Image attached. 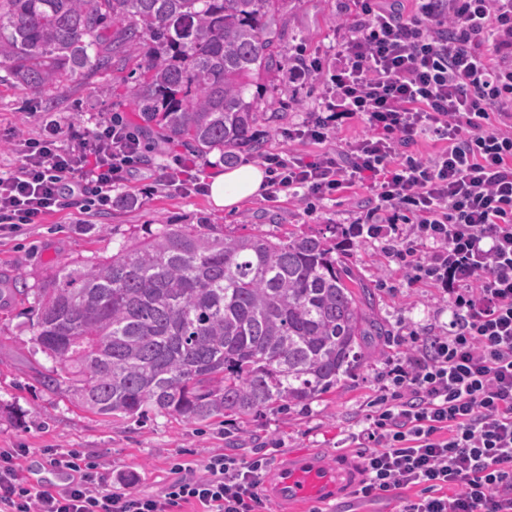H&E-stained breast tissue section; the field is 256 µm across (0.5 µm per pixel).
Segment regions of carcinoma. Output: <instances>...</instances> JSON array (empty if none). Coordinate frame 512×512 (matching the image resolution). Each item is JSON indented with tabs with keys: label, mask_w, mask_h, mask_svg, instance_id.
<instances>
[{
	"label": "carcinoma",
	"mask_w": 512,
	"mask_h": 512,
	"mask_svg": "<svg viewBox=\"0 0 512 512\" xmlns=\"http://www.w3.org/2000/svg\"><path fill=\"white\" fill-rule=\"evenodd\" d=\"M293 0H0V68L34 91L135 59L146 128L190 158L263 154L249 95L286 55L277 20ZM121 27L112 30L114 24ZM322 235L282 241L212 224H164L112 257L59 267L34 296L33 339L52 369L36 382L110 422L307 405L358 367L384 324L368 286Z\"/></svg>",
	"instance_id": "obj_1"
}]
</instances>
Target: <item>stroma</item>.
<instances>
[{
  "label": "stroma",
  "mask_w": 512,
  "mask_h": 512,
  "mask_svg": "<svg viewBox=\"0 0 512 512\" xmlns=\"http://www.w3.org/2000/svg\"><path fill=\"white\" fill-rule=\"evenodd\" d=\"M342 6V0H293L278 19L287 56L302 51L313 57L325 55L336 42L337 26L348 20ZM138 76L133 61L89 82L67 76L48 98L23 85L1 82L0 171L9 170L16 161L14 140L38 133L37 113L50 112L79 129L93 128L97 118L111 112L139 122L129 93ZM251 92L261 100L272 98L278 103L277 113L264 115L254 127L265 152L287 148L314 152L311 144H289L285 133L317 107L321 85L294 82L283 68L261 75ZM146 142L150 152L145 166L113 191L112 207L86 217L76 206L50 214L40 224L0 231V276L35 288L59 266L111 257L123 244L163 224H221L232 229L246 220L279 236L325 235L333 226L347 228L368 196L363 186L356 185L318 203L316 214L311 215L296 197L262 195L229 212L215 207L207 192L184 195L164 190L161 182L184 149L168 143L156 130L147 134ZM336 256L368 284L369 311L386 325L387 335L363 347L362 364L354 375L308 405L248 417L226 416L206 425L168 416L143 424L131 420L108 423L77 407L64 394L44 391L36 377L50 369L52 362L32 339L30 304L17 296L1 295L0 448L22 449L18 465L23 476L34 465L46 464L49 452H76L97 462L103 472L135 473L131 489L137 493L160 492L177 462L204 475L208 459L218 453L247 458L262 448L274 460L295 450L329 460L340 453L360 457L361 450L351 436L363 429L367 414L373 411L388 358L401 351L395 337L412 331L423 336L445 331L451 312L442 289L409 281L401 264L375 240L337 245Z\"/></svg>",
  "instance_id": "stroma-1"
}]
</instances>
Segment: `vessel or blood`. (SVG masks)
Here are the masks:
<instances>
[{"label":"vessel or blood","instance_id":"1","mask_svg":"<svg viewBox=\"0 0 512 512\" xmlns=\"http://www.w3.org/2000/svg\"><path fill=\"white\" fill-rule=\"evenodd\" d=\"M360 476V465L351 456L330 462L313 452H294L270 469L264 494L285 512H300L314 502L342 500Z\"/></svg>","mask_w":512,"mask_h":512}]
</instances>
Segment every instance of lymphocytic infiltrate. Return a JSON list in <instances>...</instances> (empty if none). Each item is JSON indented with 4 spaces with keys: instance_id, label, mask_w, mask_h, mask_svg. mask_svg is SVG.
Returning a JSON list of instances; mask_svg holds the SVG:
<instances>
[{
    "instance_id": "obj_1",
    "label": "lymphocytic infiltrate",
    "mask_w": 512,
    "mask_h": 512,
    "mask_svg": "<svg viewBox=\"0 0 512 512\" xmlns=\"http://www.w3.org/2000/svg\"><path fill=\"white\" fill-rule=\"evenodd\" d=\"M414 2L405 15L390 0H349L325 59H295L293 78L322 80L323 95L288 140L324 145L354 121L367 132L334 152L264 155L267 195L320 201L366 186L345 236L381 242L448 294L447 331L413 337L386 364L380 408L356 436L358 496L420 486L399 512H512V0ZM427 133L443 148L410 156ZM144 150L118 112L82 133L42 119L0 175V229L40 223L78 190L111 205ZM17 456L0 448V512H256L268 463L218 454L202 477L178 463L159 493L142 494L72 452L49 461L64 487L30 484Z\"/></svg>"
}]
</instances>
